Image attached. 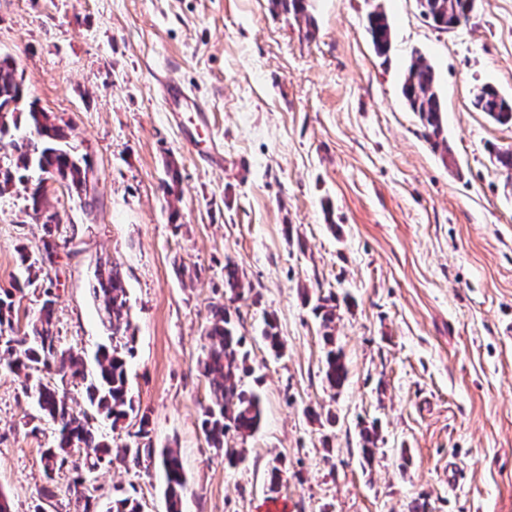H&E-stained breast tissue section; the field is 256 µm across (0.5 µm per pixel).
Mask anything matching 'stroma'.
Listing matches in <instances>:
<instances>
[{"mask_svg":"<svg viewBox=\"0 0 512 512\" xmlns=\"http://www.w3.org/2000/svg\"><path fill=\"white\" fill-rule=\"evenodd\" d=\"M379 6L385 59L366 31ZM309 12L311 30L270 0H0V54L26 101L71 123L97 199L90 210L57 188L46 226L27 214V184L0 195V289L21 277L20 247L55 240V332L90 371L109 337L90 292L97 262L118 264L128 290L134 411L92 423L121 448L148 417L155 456L100 468L97 512L126 496L166 512L167 448L187 479L182 512H262L277 462L288 512H512V186L493 161L512 128L471 105L485 83L512 97V0H479L449 32L416 0H311ZM416 53L436 72L446 154L401 95ZM164 77L205 102L223 166L187 149ZM229 259L251 287L234 304L252 369L242 383L263 401L259 431L228 439L246 450L237 465L206 441L197 366ZM331 294L349 369L338 390L323 381L313 313ZM268 316L279 355L261 338ZM371 424L379 451L366 465L359 431ZM55 429L24 377L0 370L12 512H72L69 473L44 474ZM366 30L375 53L384 59L388 58L392 48V28L386 12L380 6L367 15Z\"/></svg>","mask_w":512,"mask_h":512,"instance_id":"35a3bbf8","label":"stroma"}]
</instances>
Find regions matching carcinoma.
<instances>
[{"instance_id": "carcinoma-1", "label": "carcinoma", "mask_w": 512, "mask_h": 512, "mask_svg": "<svg viewBox=\"0 0 512 512\" xmlns=\"http://www.w3.org/2000/svg\"><path fill=\"white\" fill-rule=\"evenodd\" d=\"M274 8L306 19L313 27L307 0H271ZM477 0H417L422 16L436 29L448 31L469 21ZM366 30L375 53L388 57L392 48L390 20L381 7L366 17ZM402 95L409 109L417 114L426 139L435 148L449 151L443 137L442 103L431 65L422 56L413 59L402 84ZM24 88L17 74L14 60L0 56V149L9 151L7 161L0 164V194L9 190L14 180L23 181L28 173L57 172L68 190L88 194L84 158L78 157L68 142V133L56 118L32 101L22 110L17 101L24 98ZM471 104L478 112L502 126L512 127V99L507 98L492 84L481 85ZM47 192L34 184L29 194V209L37 216L46 212ZM55 242L43 241L38 252H20L21 264L28 276L24 287L0 294V369L25 373L31 379L26 392L30 393L44 415L57 425L54 442L43 452L48 479L69 467L74 472L71 481L74 494L73 512H96L95 498L87 485L89 476L99 468L112 464V444L97 434L88 415L73 412L68 404L64 385L82 381L91 407L99 415L117 425L134 410L128 395V358L133 354L135 336L129 318L128 291L120 269L114 263H104L95 271L93 295L104 313L111 331V344L99 347L94 360L95 375L87 377L84 360L70 349L60 346L54 328V300L52 292L43 291L44 300L38 315L20 325L19 308L25 297V288L34 285L38 274L53 263ZM224 288L227 302L210 307L205 336L207 346L199 362L208 378L213 395L204 409L203 429L208 443L224 449L229 462L243 460V453L225 445L233 434L245 439L256 433L263 418L262 398L243 388L242 378L248 374L243 352L244 337L238 334L231 304L245 293L238 265L228 259L224 263ZM335 298H318L315 315L321 320L326 348L324 378L333 390L342 388L349 370L341 348L336 346L333 333L336 319ZM262 336L269 348L277 353L282 343L272 320L265 321ZM360 454L367 463L378 451L375 427H364L359 432ZM79 449L83 465L71 460L72 449ZM161 464L166 475L165 497L167 512H181L187 488L182 465L176 453L162 451Z\"/></svg>"}]
</instances>
